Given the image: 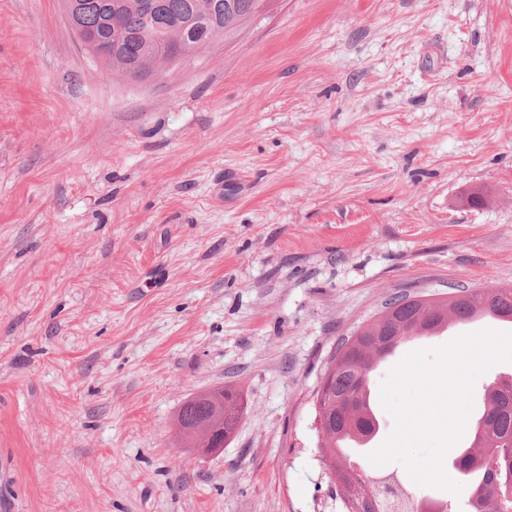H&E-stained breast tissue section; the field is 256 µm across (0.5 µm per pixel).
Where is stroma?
<instances>
[{
	"instance_id": "35a3bbf8",
	"label": "stroma",
	"mask_w": 512,
	"mask_h": 512,
	"mask_svg": "<svg viewBox=\"0 0 512 512\" xmlns=\"http://www.w3.org/2000/svg\"><path fill=\"white\" fill-rule=\"evenodd\" d=\"M268 2L133 85L0 0V512H345L338 341L512 287V0ZM222 387L205 455L177 414ZM238 395L230 389H222L213 392L202 393L186 399L181 405L177 420L181 426L182 434L187 438L196 440L200 444L198 437V428L208 422L211 426L224 424V432L220 443L216 446L213 444H204L203 447L215 448H198L202 452L216 453L224 448V442L234 432L238 421Z\"/></svg>"
}]
</instances>
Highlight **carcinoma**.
I'll list each match as a JSON object with an SVG mask.
<instances>
[{
    "mask_svg": "<svg viewBox=\"0 0 512 512\" xmlns=\"http://www.w3.org/2000/svg\"><path fill=\"white\" fill-rule=\"evenodd\" d=\"M257 0H75L70 27L76 35L90 33L102 51L100 61L106 74H119L131 82L149 79L155 72L193 56L201 47L220 36H228L253 17ZM482 304L512 319V288L488 289L468 299H443L434 305L407 300L405 295L391 297L385 306L394 314L358 330L365 349L345 359L329 377L320 407L334 415V425L325 433L323 456L336 470L342 486L346 512H376L375 494L379 481L364 467L339 464L347 433L363 430L368 421L359 414L360 396L366 376L375 360L391 345L390 336L400 341L428 337L448 318L462 317ZM490 398L478 412L469 447L454 458V469L467 482L469 496L464 512H498L500 498L512 491V375L489 384ZM238 395L230 389L202 393L186 399L177 420L182 434L199 440L198 428L224 425L221 443L234 432L238 421ZM401 505L394 512H454L444 502L418 496L405 484Z\"/></svg>",
    "mask_w": 512,
    "mask_h": 512,
    "instance_id": "cac0c4a2",
    "label": "carcinoma"
}]
</instances>
